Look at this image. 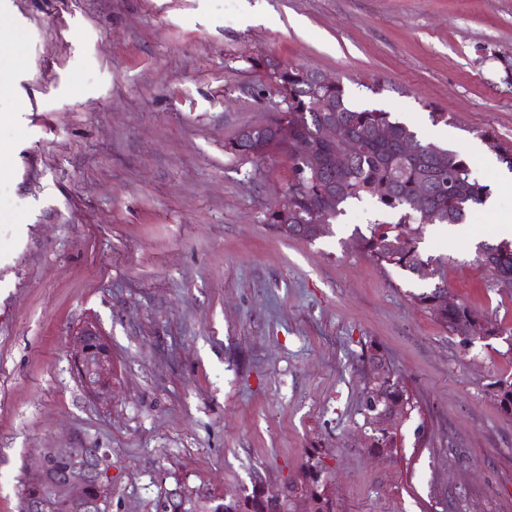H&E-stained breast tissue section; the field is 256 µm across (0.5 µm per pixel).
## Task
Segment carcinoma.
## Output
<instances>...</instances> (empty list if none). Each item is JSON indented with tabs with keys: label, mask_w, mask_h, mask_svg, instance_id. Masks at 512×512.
I'll return each instance as SVG.
<instances>
[{
	"label": "carcinoma",
	"mask_w": 512,
	"mask_h": 512,
	"mask_svg": "<svg viewBox=\"0 0 512 512\" xmlns=\"http://www.w3.org/2000/svg\"><path fill=\"white\" fill-rule=\"evenodd\" d=\"M316 75L315 70L291 64L277 72L268 70L266 82L254 89V95H288L283 113L288 118V139L276 137L270 126L258 125L241 130L227 146L230 153L256 161L264 160L256 154L258 144L271 147L275 154L288 155L292 175L283 193L285 203L282 210L266 215L267 223L278 225L290 238L312 240L317 238L313 215L324 196H336V212L329 218L330 224L352 201L374 198L387 208L400 210L401 216L386 229L375 225L371 235L361 240L360 248L383 266L398 267L420 280L429 278V260L423 259L416 247V223H463L469 210L485 203L489 186L472 177L468 163L458 152L424 141L413 128L392 118L387 111L352 108L341 81L322 84ZM320 96L333 102L334 111H314L313 102ZM329 120L346 126L355 142L340 171L335 160L345 151L344 146L318 136L320 125ZM485 140L499 161L512 171V146L497 142L488 133ZM481 261L497 283L512 286V242L482 244ZM412 299L466 342L497 335L477 312L448 303V288L443 285L436 284L428 291L412 295ZM368 362L377 369L378 377L366 383L360 411L370 410L375 400L384 408L395 406L402 410L409 405V396L399 377L375 353L368 356ZM495 386L502 409L512 415V378L501 379ZM394 448V432L381 430L369 434L370 453L387 455ZM296 489L310 499V512H334L332 499L321 489L319 471H306L300 484L288 487L290 492ZM213 512L272 510L267 498L255 491L239 502L218 504Z\"/></svg>",
	"instance_id": "obj_1"
}]
</instances>
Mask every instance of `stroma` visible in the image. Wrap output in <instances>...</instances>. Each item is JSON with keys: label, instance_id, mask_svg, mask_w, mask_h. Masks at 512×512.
<instances>
[{"label": "stroma", "instance_id": "obj_1", "mask_svg": "<svg viewBox=\"0 0 512 512\" xmlns=\"http://www.w3.org/2000/svg\"><path fill=\"white\" fill-rule=\"evenodd\" d=\"M10 0L0 48L17 82L0 113V512H20L41 449L98 448L105 512H208L213 499L281 493L313 465L335 512H512V288L478 246L491 213L423 225L418 252L451 301L498 335L469 344L412 300L433 287L358 247L401 213L366 198L306 241L265 223L287 156L226 149L273 97L251 61L342 81L466 153L500 211L512 190L467 154L512 144V0ZM380 81L372 94L367 83ZM81 97H72L71 85ZM450 120L433 123L430 113ZM95 322L112 395L87 394L71 340ZM379 354L410 408L393 455L365 446L359 412Z\"/></svg>", "mask_w": 512, "mask_h": 512}]
</instances>
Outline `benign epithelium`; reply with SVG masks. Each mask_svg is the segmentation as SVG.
Segmentation results:
<instances>
[{
    "label": "benign epithelium",
    "mask_w": 512,
    "mask_h": 512,
    "mask_svg": "<svg viewBox=\"0 0 512 512\" xmlns=\"http://www.w3.org/2000/svg\"><path fill=\"white\" fill-rule=\"evenodd\" d=\"M325 138L341 143L349 141L345 127L331 121L324 124ZM73 348L79 377L85 389L92 395L112 391V354L99 328L87 323L79 329ZM58 455L74 458V465L60 473L52 469V459ZM103 456L93 451V456L80 454L77 448H44L27 487L35 488L38 494L28 503L29 512H47L52 502H64L71 512H103L102 505L107 496V486L101 469ZM95 486L97 499L87 495L90 486Z\"/></svg>",
    "instance_id": "obj_1"
}]
</instances>
